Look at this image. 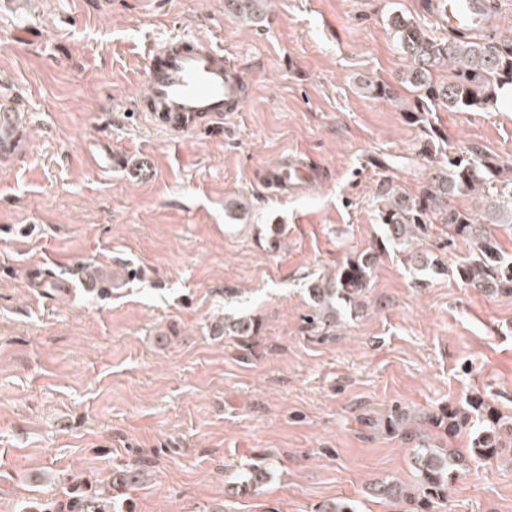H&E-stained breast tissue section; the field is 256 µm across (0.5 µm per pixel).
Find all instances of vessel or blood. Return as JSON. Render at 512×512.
I'll list each match as a JSON object with an SVG mask.
<instances>
[{
  "label": "vessel or blood",
  "instance_id": "obj_1",
  "mask_svg": "<svg viewBox=\"0 0 512 512\" xmlns=\"http://www.w3.org/2000/svg\"><path fill=\"white\" fill-rule=\"evenodd\" d=\"M438 20L453 31L485 30L482 0H448ZM148 95L141 111L165 128L184 131L204 118L240 111L246 99L241 71L222 49L201 37H172L149 53L146 72ZM309 162H280L271 172L273 185L293 192L313 176Z\"/></svg>",
  "mask_w": 512,
  "mask_h": 512
}]
</instances>
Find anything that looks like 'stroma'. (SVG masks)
Returning <instances> with one entry per match:
<instances>
[{"label": "stroma", "mask_w": 512, "mask_h": 512, "mask_svg": "<svg viewBox=\"0 0 512 512\" xmlns=\"http://www.w3.org/2000/svg\"><path fill=\"white\" fill-rule=\"evenodd\" d=\"M397 14L448 33L426 0H264L255 20L225 0H0V512L65 502L73 475L116 512H403L369 491L415 482L379 422L475 395L512 416V294L455 277L472 245L439 220L428 273L382 249L379 218L386 188L418 196L449 154L488 153L508 172L449 203L512 257V112L413 120ZM176 35L239 63L241 111L180 133L134 111L150 44ZM291 153L318 178L267 190ZM367 252L361 306L310 324L311 284ZM246 317L253 351L211 329ZM254 466L265 481L239 490ZM123 469L142 482L112 486ZM447 512H512V466L470 462Z\"/></svg>", "instance_id": "1"}]
</instances>
